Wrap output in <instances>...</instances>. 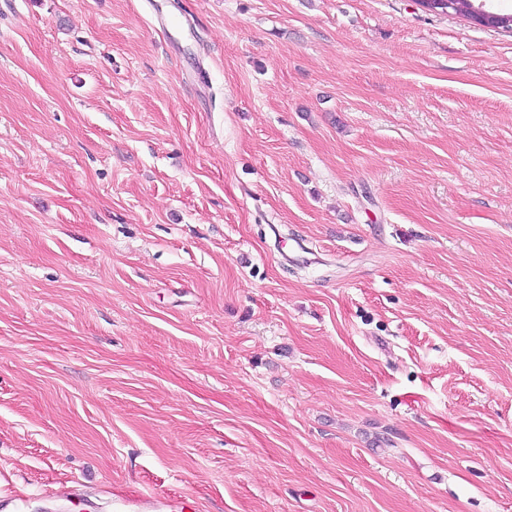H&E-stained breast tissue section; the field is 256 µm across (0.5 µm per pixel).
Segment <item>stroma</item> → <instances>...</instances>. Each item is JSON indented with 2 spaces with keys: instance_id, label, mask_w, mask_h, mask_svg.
<instances>
[{
  "instance_id": "35a3bbf8",
  "label": "stroma",
  "mask_w": 512,
  "mask_h": 512,
  "mask_svg": "<svg viewBox=\"0 0 512 512\" xmlns=\"http://www.w3.org/2000/svg\"><path fill=\"white\" fill-rule=\"evenodd\" d=\"M76 480L85 499L41 489ZM512 512V31L416 0H0V492Z\"/></svg>"
}]
</instances>
